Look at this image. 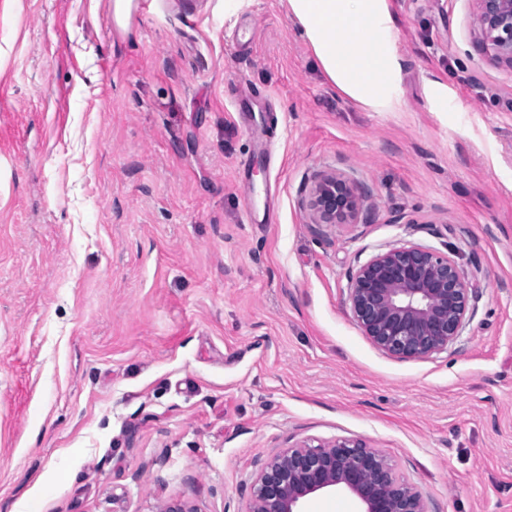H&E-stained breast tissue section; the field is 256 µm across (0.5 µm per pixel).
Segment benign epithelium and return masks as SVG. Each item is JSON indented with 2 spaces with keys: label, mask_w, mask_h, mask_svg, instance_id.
<instances>
[{
  "label": "benign epithelium",
  "mask_w": 512,
  "mask_h": 512,
  "mask_svg": "<svg viewBox=\"0 0 512 512\" xmlns=\"http://www.w3.org/2000/svg\"><path fill=\"white\" fill-rule=\"evenodd\" d=\"M477 31L494 60L512 68V0H475ZM362 197L349 181L320 176L309 192L314 224H348ZM352 316L382 352L404 359L445 352L461 336L472 287L448 254L419 245L379 252L348 277ZM350 494L360 512H427L418 490L398 477L390 459L363 442L304 441L265 465L245 512H302L324 491Z\"/></svg>",
  "instance_id": "obj_1"
}]
</instances>
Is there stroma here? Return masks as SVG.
Returning <instances> with one entry per match:
<instances>
[{"instance_id":"stroma-1","label":"stroma","mask_w":512,"mask_h":512,"mask_svg":"<svg viewBox=\"0 0 512 512\" xmlns=\"http://www.w3.org/2000/svg\"><path fill=\"white\" fill-rule=\"evenodd\" d=\"M394 5L405 105L371 112L284 0H137L128 38L112 0H0V512H244L265 463L339 437L429 512H512V68L474 0ZM325 173L353 223H311ZM405 244L476 291L429 358L347 304Z\"/></svg>"}]
</instances>
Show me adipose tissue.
<instances>
[{"label": "adipose tissue", "mask_w": 512, "mask_h": 512, "mask_svg": "<svg viewBox=\"0 0 512 512\" xmlns=\"http://www.w3.org/2000/svg\"><path fill=\"white\" fill-rule=\"evenodd\" d=\"M316 66L346 98L373 112H397L405 59L391 0H286Z\"/></svg>", "instance_id": "ef3b65f1"}]
</instances>
